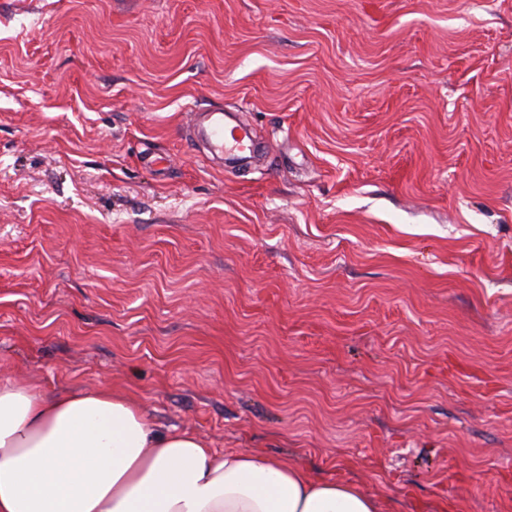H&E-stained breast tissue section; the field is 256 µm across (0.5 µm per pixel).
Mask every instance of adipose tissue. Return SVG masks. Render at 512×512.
<instances>
[{
	"instance_id": "1",
	"label": "adipose tissue",
	"mask_w": 512,
	"mask_h": 512,
	"mask_svg": "<svg viewBox=\"0 0 512 512\" xmlns=\"http://www.w3.org/2000/svg\"><path fill=\"white\" fill-rule=\"evenodd\" d=\"M350 481L285 457L219 452L159 429L102 386L48 393L0 379V512H384Z\"/></svg>"
}]
</instances>
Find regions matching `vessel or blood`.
I'll use <instances>...</instances> for the list:
<instances>
[{
	"mask_svg": "<svg viewBox=\"0 0 512 512\" xmlns=\"http://www.w3.org/2000/svg\"><path fill=\"white\" fill-rule=\"evenodd\" d=\"M191 125L196 137L206 143L212 161L223 160L227 155L246 159L256 144L251 126L236 123L231 115L221 111L192 112Z\"/></svg>",
	"mask_w": 512,
	"mask_h": 512,
	"instance_id": "1",
	"label": "vessel or blood"
}]
</instances>
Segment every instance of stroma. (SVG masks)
<instances>
[{
  "mask_svg": "<svg viewBox=\"0 0 512 512\" xmlns=\"http://www.w3.org/2000/svg\"><path fill=\"white\" fill-rule=\"evenodd\" d=\"M0 378L512 512V0H0ZM234 119L224 111L191 113L195 135L207 145V159L224 162V154L237 159L248 158L256 144L255 131L250 125L233 124Z\"/></svg>",
  "mask_w": 512,
  "mask_h": 512,
  "instance_id": "obj_1",
  "label": "stroma"
}]
</instances>
